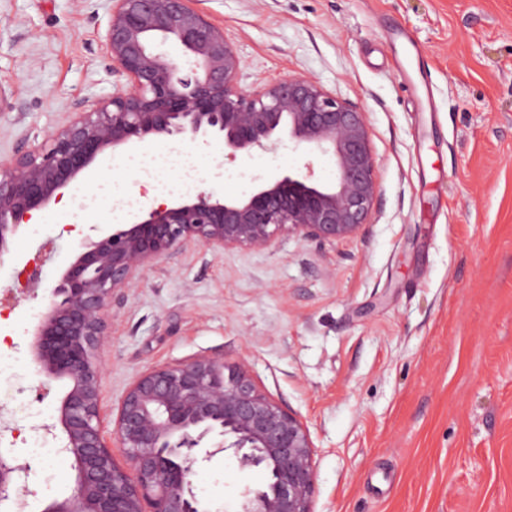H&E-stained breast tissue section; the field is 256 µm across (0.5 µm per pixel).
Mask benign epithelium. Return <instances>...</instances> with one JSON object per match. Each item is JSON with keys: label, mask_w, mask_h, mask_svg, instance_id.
Here are the masks:
<instances>
[{"label": "benign epithelium", "mask_w": 512, "mask_h": 512, "mask_svg": "<svg viewBox=\"0 0 512 512\" xmlns=\"http://www.w3.org/2000/svg\"><path fill=\"white\" fill-rule=\"evenodd\" d=\"M178 43L192 67L156 53ZM102 49L120 82L112 97L80 100L69 121L40 146L0 160V262L32 215L109 153L177 137H217L224 158L272 152L288 136L303 165L256 175L242 196L213 189L143 207L130 224L98 229L50 289L33 330V360L44 376L42 397L64 385L57 421L73 460L76 488L42 512H202L190 476L199 459L228 449L267 480L240 494L236 512H313L316 474L310 432L255 384L245 364L200 355L139 375L117 406L122 467L101 425L102 363L107 310L150 263L187 242L215 250L266 248L296 232L320 241L353 239L369 223L379 192L378 164L366 113L310 78L241 88V59L224 29L197 0H112ZM330 157L336 179L314 177V155ZM211 433L222 440L202 450ZM30 468L0 448V512H14L18 481Z\"/></svg>", "instance_id": "7a95c632"}]
</instances>
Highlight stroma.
<instances>
[{
	"label": "stroma",
	"mask_w": 512,
	"mask_h": 512,
	"mask_svg": "<svg viewBox=\"0 0 512 512\" xmlns=\"http://www.w3.org/2000/svg\"><path fill=\"white\" fill-rule=\"evenodd\" d=\"M112 0H0V159L44 144L82 98L117 83L104 54ZM241 58L238 83L307 77L367 116L380 195L353 239L290 233L264 249L189 243L114 293L102 429L143 372L199 355L247 362L256 385L308 427L314 512H512V0H200ZM404 31L428 71L411 95L395 60ZM196 189L243 195L251 178L302 166L273 152L224 158L181 142ZM149 197L103 161L65 195L87 216L39 214L0 265V448L31 466L24 512L73 493L68 456L35 455L63 384L40 398L33 328L45 287L83 238L111 223L114 192ZM42 289L16 278L25 263ZM264 471L232 452L196 464L208 512H235Z\"/></svg>",
	"instance_id": "stroma-1"
}]
</instances>
